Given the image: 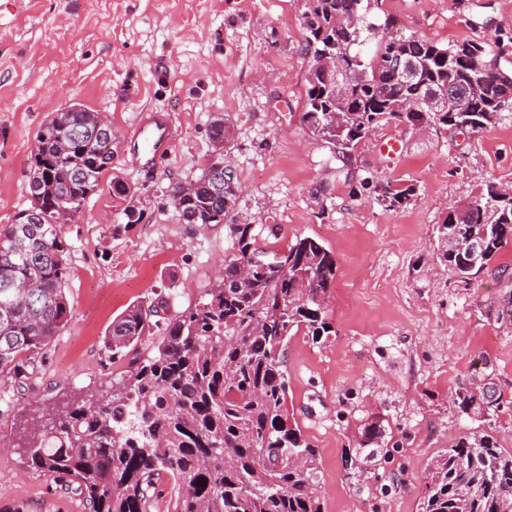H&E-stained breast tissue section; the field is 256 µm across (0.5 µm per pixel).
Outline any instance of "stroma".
I'll return each instance as SVG.
<instances>
[{
  "mask_svg": "<svg viewBox=\"0 0 512 512\" xmlns=\"http://www.w3.org/2000/svg\"><path fill=\"white\" fill-rule=\"evenodd\" d=\"M383 9L405 33L445 45L512 37V0H383ZM302 13L300 0H22L0 20V230L29 205L35 137L53 113L79 106L117 132L111 168L64 227L70 319L26 385H0V504L83 512L79 496L27 466L22 427L124 375L128 360L112 361L103 340L130 305L163 299L173 315L216 283L231 248L224 227L182 223L170 191L207 165L218 118L232 129L224 156L243 188L235 222L254 225L267 251L308 236L336 257L331 333L291 337L285 350L288 407L321 454L325 512H417L427 461L477 426L451 395L482 358L512 398V328L481 313L496 280L429 274L449 204L492 179L512 186V121L475 134L379 129L337 160L301 121ZM150 109L171 114L176 139L145 171L131 141ZM384 139L398 142L395 157L379 152ZM390 180L415 185L405 208L377 204L376 185ZM117 181L133 191L141 223L127 224ZM376 417L389 455L359 484L345 461L360 421Z\"/></svg>",
  "mask_w": 512,
  "mask_h": 512,
  "instance_id": "obj_1",
  "label": "stroma"
}]
</instances>
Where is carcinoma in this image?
Segmentation results:
<instances>
[{"instance_id":"cac0c4a2","label":"carcinoma","mask_w":512,"mask_h":512,"mask_svg":"<svg viewBox=\"0 0 512 512\" xmlns=\"http://www.w3.org/2000/svg\"><path fill=\"white\" fill-rule=\"evenodd\" d=\"M306 56L333 51L363 74L348 100L351 113L336 125L332 80L306 76L302 123L346 158L375 129L413 125L418 111L396 112L399 103L424 101L451 87L467 92L471 79L486 81L483 95L471 97L469 111L442 112L441 125L475 134L512 119V99L498 97V81L512 79L501 65L500 43L463 41L443 45L393 29L385 17L369 19L382 0H303ZM354 13L356 26L336 27V17ZM407 54L416 80L379 79L392 44ZM98 112L71 108L53 113L36 134L28 177L30 206L0 231V380L23 385L51 339L68 322L66 295L70 245L58 222L59 210H82L88 195L112 164V149L94 135ZM175 185L179 217L185 224H222L233 252L224 256L219 283L207 299L169 318L153 355L127 371L108 396L77 397L27 426V460L82 496L88 512H147L164 482H173L175 512H324L322 462L288 411V339L302 332L313 341L330 333L327 298L336 279V257L311 237L284 251L255 247V227L234 223L238 185L211 190L208 170ZM487 182L474 196L468 224L451 215L436 227L435 258L468 284L492 271L500 284L497 302L484 315L512 326V272L496 264L512 243V199ZM412 185L376 188L386 210L412 199ZM475 236L481 261L448 248V237ZM259 255L245 278L239 263ZM165 302L137 303L112 321L104 348L112 358L137 346L153 328L151 317ZM497 378L490 361L458 384L453 404L482 429L467 433L431 459L419 493L418 512H512V449L502 447L496 429L503 403L472 389L474 378ZM366 457H386L379 444L380 420L360 424Z\"/></svg>"}]
</instances>
